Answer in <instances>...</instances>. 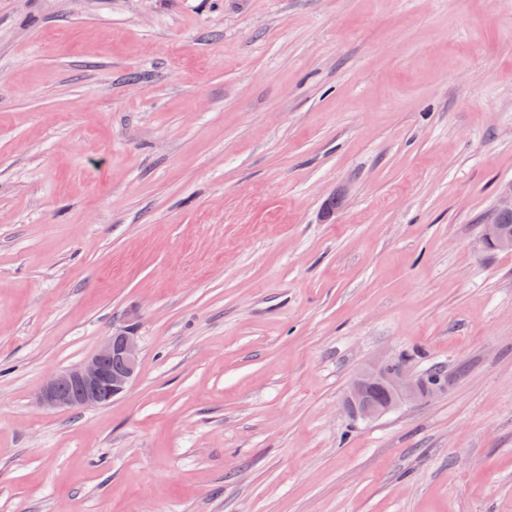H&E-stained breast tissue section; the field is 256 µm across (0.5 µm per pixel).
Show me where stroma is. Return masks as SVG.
Listing matches in <instances>:
<instances>
[{"label":"stroma","mask_w":512,"mask_h":512,"mask_svg":"<svg viewBox=\"0 0 512 512\" xmlns=\"http://www.w3.org/2000/svg\"><path fill=\"white\" fill-rule=\"evenodd\" d=\"M510 181L512 0H0V512H512ZM500 224L506 226L512 231V214L499 215L496 214L491 217L490 223L486 224L483 231V240L485 241H498L502 246L512 248V234L505 233ZM487 249L493 251H511L510 249H499L487 244ZM140 355L141 341L134 329L113 330L84 361L51 376L37 403L45 410L107 405L136 379ZM376 383H385L393 390L395 403L382 407L368 400L367 390ZM424 394V382L405 374L395 361L375 363L356 375L349 387L347 404L361 419L374 420L400 405L420 399Z\"/></svg>","instance_id":"35a3bbf8"}]
</instances>
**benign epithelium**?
Listing matches in <instances>:
<instances>
[{"label": "benign epithelium", "mask_w": 512, "mask_h": 512, "mask_svg": "<svg viewBox=\"0 0 512 512\" xmlns=\"http://www.w3.org/2000/svg\"><path fill=\"white\" fill-rule=\"evenodd\" d=\"M483 240H496L512 248V234L504 232L498 224L485 225ZM140 355L141 341L136 331L117 329L84 361L51 376L37 403L45 410H81L107 405L124 394L136 379ZM376 383H385L393 390L395 403L382 407L368 400L367 390ZM424 394V382L405 374L396 362L375 363L356 375L349 387L347 404L356 416L374 420Z\"/></svg>", "instance_id": "benign-epithelium-1"}]
</instances>
